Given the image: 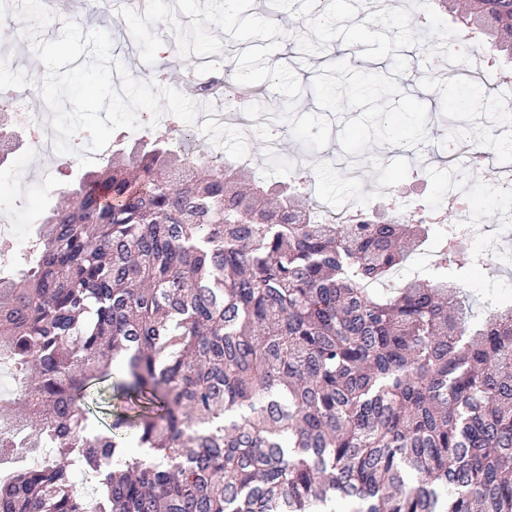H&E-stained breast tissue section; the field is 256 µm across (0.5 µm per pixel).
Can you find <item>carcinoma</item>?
<instances>
[{"label": "carcinoma", "instance_id": "1", "mask_svg": "<svg viewBox=\"0 0 512 512\" xmlns=\"http://www.w3.org/2000/svg\"><path fill=\"white\" fill-rule=\"evenodd\" d=\"M439 3L512 60V0ZM193 138L116 133L0 279L24 376L0 461L55 451L0 512H84L74 465L99 512H512V296L476 320L469 225L314 224L308 177L200 163ZM428 241L439 275L377 294Z\"/></svg>", "mask_w": 512, "mask_h": 512}]
</instances>
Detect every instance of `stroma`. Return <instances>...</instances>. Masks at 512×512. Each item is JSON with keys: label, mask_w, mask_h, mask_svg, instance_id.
Here are the masks:
<instances>
[{"label": "stroma", "mask_w": 512, "mask_h": 512, "mask_svg": "<svg viewBox=\"0 0 512 512\" xmlns=\"http://www.w3.org/2000/svg\"><path fill=\"white\" fill-rule=\"evenodd\" d=\"M83 30H105L113 39L112 56L139 80L159 66L180 72L193 60L227 66L267 87L272 106H287L283 120L286 151L302 157L319 203L341 212L381 191L405 201L440 208L448 189L443 165L449 128L467 122L468 136L487 157L460 185L476 201L477 215L507 208L495 191L512 176V67L481 47L457 16L435 0H342L331 24L306 0H154L148 18L111 11L106 0H84L63 19ZM449 48L456 65L478 66L492 73L484 90L446 78L431 68L438 50ZM469 98L466 118L456 102ZM395 119L386 134L375 120ZM264 115L256 113L254 136L238 142L232 127L197 137V152L208 158L246 153L248 169L259 177L285 181L295 169L268 160L263 145ZM374 157L366 178L350 183L337 159ZM82 170L77 155L28 161L21 171L0 163V221L34 226L55 205V191Z\"/></svg>", "instance_id": "1"}]
</instances>
